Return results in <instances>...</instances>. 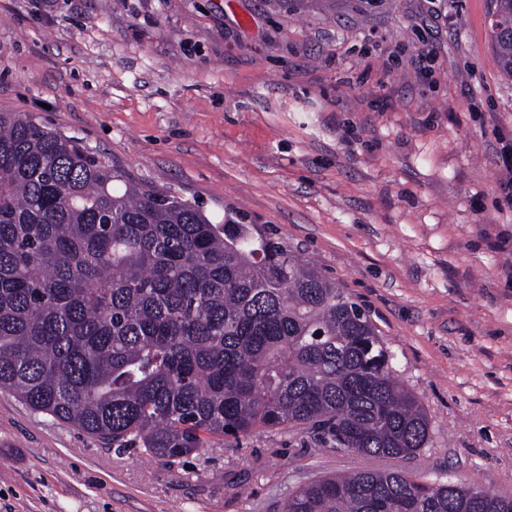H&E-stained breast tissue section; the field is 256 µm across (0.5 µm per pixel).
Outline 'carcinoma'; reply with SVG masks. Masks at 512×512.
<instances>
[{
    "mask_svg": "<svg viewBox=\"0 0 512 512\" xmlns=\"http://www.w3.org/2000/svg\"><path fill=\"white\" fill-rule=\"evenodd\" d=\"M491 37L512 77V10ZM395 360L280 239L0 112V388L32 409L168 462L286 426L401 462L431 423ZM285 512H512V497L395 467L314 479Z\"/></svg>",
    "mask_w": 512,
    "mask_h": 512,
    "instance_id": "obj_1",
    "label": "carcinoma"
}]
</instances>
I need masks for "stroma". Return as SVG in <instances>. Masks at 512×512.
Segmentation results:
<instances>
[{"label": "stroma", "mask_w": 512, "mask_h": 512, "mask_svg": "<svg viewBox=\"0 0 512 512\" xmlns=\"http://www.w3.org/2000/svg\"><path fill=\"white\" fill-rule=\"evenodd\" d=\"M494 0H0V112L242 214L348 292L432 439L404 470L512 495V78ZM430 50L429 74L413 60ZM387 461L302 429L168 463L0 390V512H281ZM491 37L497 66L504 75L512 77V10L499 13L497 20L492 21ZM502 144L498 152V184L501 194L508 201L512 200V139L499 136ZM505 142V143H503Z\"/></svg>", "instance_id": "35a3bbf8"}]
</instances>
